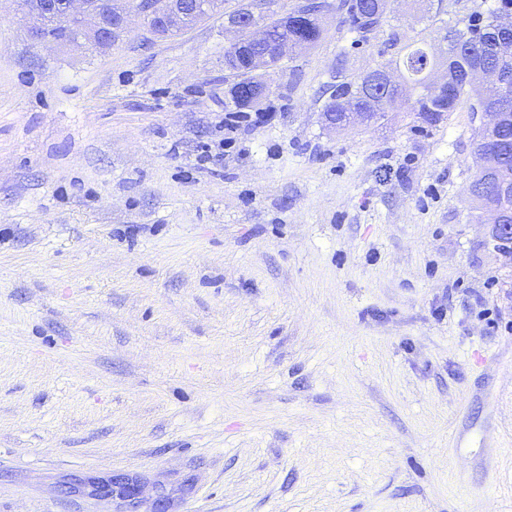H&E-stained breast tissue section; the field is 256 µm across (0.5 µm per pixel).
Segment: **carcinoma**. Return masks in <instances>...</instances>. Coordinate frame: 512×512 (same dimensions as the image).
I'll return each instance as SVG.
<instances>
[{"label": "carcinoma", "mask_w": 512, "mask_h": 512, "mask_svg": "<svg viewBox=\"0 0 512 512\" xmlns=\"http://www.w3.org/2000/svg\"><path fill=\"white\" fill-rule=\"evenodd\" d=\"M332 10L341 15V22L356 34V40L364 42L381 28L387 0H342L336 6L324 0L320 9L296 6L288 12L286 27L275 12L261 15L258 21L266 29L267 38L252 41L246 52L251 56L263 55L270 49V42L283 35L315 45L325 33L323 18ZM427 20L436 38L447 43L446 53L436 55L428 51L424 38L395 51L385 66L401 73L405 81L403 88L377 83L369 72L348 73L342 61L336 66L328 88L329 98L322 111L336 114L338 123L344 122L351 112L357 113L355 120L358 121V113L364 112L368 123L372 124L389 112L406 110L416 113L417 118L430 125L443 120L463 101L472 114L484 106L492 112L512 114V53L503 54L494 37L504 21H512V0H497L464 24L439 22L432 15L427 16ZM45 27L55 37L69 32L61 15L48 17ZM438 65L445 67V84L440 93L433 91L429 81V73ZM477 69L496 71L499 80L482 85L467 82V73ZM474 145L475 151L495 162L497 168L512 169L511 123L493 132L474 128ZM473 201L484 212L491 208L499 210L503 222L512 224V193H503L494 177H487L483 190Z\"/></svg>", "instance_id": "cac0c4a2"}]
</instances>
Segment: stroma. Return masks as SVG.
Returning <instances> with one entry per match:
<instances>
[{
    "label": "stroma",
    "mask_w": 512,
    "mask_h": 512,
    "mask_svg": "<svg viewBox=\"0 0 512 512\" xmlns=\"http://www.w3.org/2000/svg\"><path fill=\"white\" fill-rule=\"evenodd\" d=\"M35 24L0 0V512H119L115 473L170 512H512L470 116L321 119L338 62L424 37L413 0L366 43L328 15L232 133L223 15L104 50Z\"/></svg>",
    "instance_id": "1"
}]
</instances>
